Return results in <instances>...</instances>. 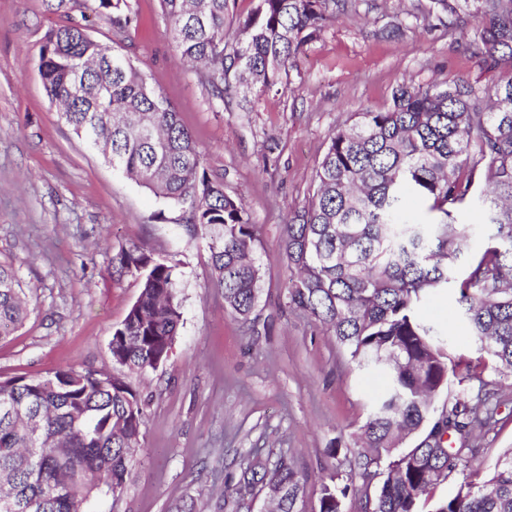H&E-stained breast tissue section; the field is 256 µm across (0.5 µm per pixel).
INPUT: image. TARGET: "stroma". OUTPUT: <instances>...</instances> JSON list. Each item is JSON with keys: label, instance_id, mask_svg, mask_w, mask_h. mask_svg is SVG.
<instances>
[{"label": "stroma", "instance_id": "obj_1", "mask_svg": "<svg viewBox=\"0 0 512 512\" xmlns=\"http://www.w3.org/2000/svg\"><path fill=\"white\" fill-rule=\"evenodd\" d=\"M128 4L131 23L117 24L93 0H65L58 12L49 0H0V261L29 300L27 318L0 340V378L111 370L112 333L140 291L134 277L113 275L112 256L144 247L175 263L182 321L167 361L128 378L144 403L142 438L123 500L100 497L94 512H208L256 448L288 456L306 479L303 512H318L323 483L349 473L384 380L357 371L332 336L286 306L288 216L312 194L330 133L354 113L384 110L401 84L497 75L467 51L468 24L449 26L430 0H355L301 57V80L263 95L257 111L216 110L179 60L159 0ZM66 17L131 59L177 108L209 172L244 197L261 270L255 327L226 309L207 242L188 238L184 209L106 164L49 101L40 48ZM395 23L400 34L385 37ZM420 311L448 330L453 359L482 369L455 288L432 291ZM497 400L495 429L474 434L471 454L423 497L421 512L491 474L512 448L511 380Z\"/></svg>", "mask_w": 512, "mask_h": 512}]
</instances>
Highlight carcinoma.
<instances>
[{
	"instance_id": "carcinoma-1",
	"label": "carcinoma",
	"mask_w": 512,
	"mask_h": 512,
	"mask_svg": "<svg viewBox=\"0 0 512 512\" xmlns=\"http://www.w3.org/2000/svg\"><path fill=\"white\" fill-rule=\"evenodd\" d=\"M234 15L230 0H160L180 57L195 68L211 104L254 111L261 96L300 74L298 61L352 0H253ZM448 18L470 17L471 54L501 74L491 84L463 79L399 85L382 111L355 113L329 136L316 189L284 227L288 307L325 327L349 361L383 372L386 385L360 427L348 476L322 485L318 512H345L354 478L381 476L361 512H419L423 495L454 472L478 429L488 428L494 382L437 404L448 386V334L419 306L455 283L462 314L491 370L512 379V0H432ZM116 21L127 0H99ZM46 95L78 137L112 167L165 203L185 209L187 235L210 229L214 283L249 323L259 304L256 236L243 199L211 176L179 112L130 60L81 27L49 29L40 52ZM478 211L487 244L469 251ZM140 291L114 329L112 363L144 373L164 363L181 324L176 266L140 246L113 256ZM17 274L0 263V335L21 324L28 303ZM144 405L122 377L63 368L0 379V512H87L105 492L127 491L140 445ZM273 486L271 512H302L304 481L281 455L243 468L236 512L256 487ZM433 512H512V448L491 477L460 485Z\"/></svg>"
}]
</instances>
